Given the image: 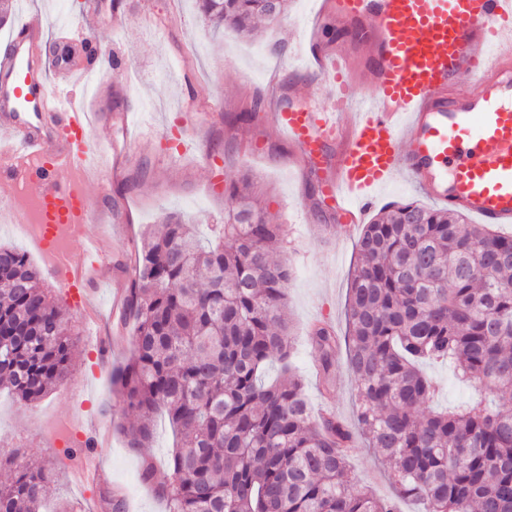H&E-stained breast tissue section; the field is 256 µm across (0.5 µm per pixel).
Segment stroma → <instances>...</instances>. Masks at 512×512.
<instances>
[{
  "label": "stroma",
  "mask_w": 512,
  "mask_h": 512,
  "mask_svg": "<svg viewBox=\"0 0 512 512\" xmlns=\"http://www.w3.org/2000/svg\"><path fill=\"white\" fill-rule=\"evenodd\" d=\"M12 3L37 24L48 14L73 22L75 55H82L84 37L96 36L112 56L95 73L97 81L112 87L103 120L111 122L117 113L134 116L129 130L114 131L128 148L120 177L107 168L101 181L85 186V234L100 237L121 262L140 245L147 225L161 224L170 213L209 236L211 225L223 223L225 210L233 206L225 185L249 177L268 217L287 230L283 256L295 274L286 313L294 336L291 361L304 379V394L313 411L327 407L355 423V380L348 365L336 373L332 398L323 399L306 334L323 319L345 333L347 288L360 230L337 227L334 214L318 205L312 178L301 175L291 160V145L270 126L266 112L249 123L240 118L256 103H268L269 81L276 73L293 82L300 101L321 105L329 100V83L308 73L305 51L294 47L307 41L323 0H291L278 21L252 40L208 26L197 0H97L98 11L91 15L85 14L82 0ZM43 281L74 333L73 366L65 380L34 403L0 391V453L16 450L52 469L49 503L71 501L80 512H105L102 496L120 494L129 512H165L164 503L140 482V458L119 434H111L97 449L111 472L110 484L101 489L81 490L57 468L62 447L41 430V419L77 428L93 415L110 424L129 420L131 414L112 393L111 371L123 353L101 352L113 336L111 293L101 289L89 313L51 273H44ZM423 370L442 387L439 404H487L492 399L450 366L427 364ZM350 467L354 490L393 497L375 449H353Z\"/></svg>",
  "instance_id": "35a3bbf8"
}]
</instances>
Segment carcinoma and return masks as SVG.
<instances>
[{"instance_id": "cac0c4a2", "label": "carcinoma", "mask_w": 512, "mask_h": 512, "mask_svg": "<svg viewBox=\"0 0 512 512\" xmlns=\"http://www.w3.org/2000/svg\"><path fill=\"white\" fill-rule=\"evenodd\" d=\"M286 8L277 0H200L214 27L249 35ZM238 207L207 245L171 216L119 265L134 324L113 392L136 413L115 430L152 447L155 417L179 436L158 486L167 512H397L351 491L355 436L380 459L397 496L424 512H512V235L462 215L397 202L357 241L347 320L356 428L314 416L291 366L283 309L294 269L273 252L286 230L259 208L246 177ZM322 395L335 388L341 337L320 322L309 335ZM74 341L27 255L0 246V390L36 400L67 376ZM280 379L259 382L270 362ZM449 362L498 398L436 410L440 387L420 369ZM0 512H44L52 471L0 454Z\"/></svg>"}]
</instances>
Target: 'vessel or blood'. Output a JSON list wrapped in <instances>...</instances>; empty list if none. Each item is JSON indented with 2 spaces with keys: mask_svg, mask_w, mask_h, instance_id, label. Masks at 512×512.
Here are the masks:
<instances>
[{
  "mask_svg": "<svg viewBox=\"0 0 512 512\" xmlns=\"http://www.w3.org/2000/svg\"><path fill=\"white\" fill-rule=\"evenodd\" d=\"M322 16L324 27L358 30L347 47L310 51L330 103L313 109L283 91L271 120L319 178L339 223H364L380 190L400 178L442 208L512 226V0H325ZM362 49L376 92L359 102L348 78ZM45 75L39 27L18 22L0 51V196L25 182L44 207L38 246L54 251V275L86 307L111 282L119 313L125 288L104 245L90 241L77 259L59 247L62 227L87 221L62 168L96 182L104 166L79 137L93 113L49 90ZM482 145L489 156L476 154ZM64 465L86 487L110 480L87 461Z\"/></svg>",
  "mask_w": 512,
  "mask_h": 512,
  "instance_id": "1",
  "label": "vessel or blood"
}]
</instances>
